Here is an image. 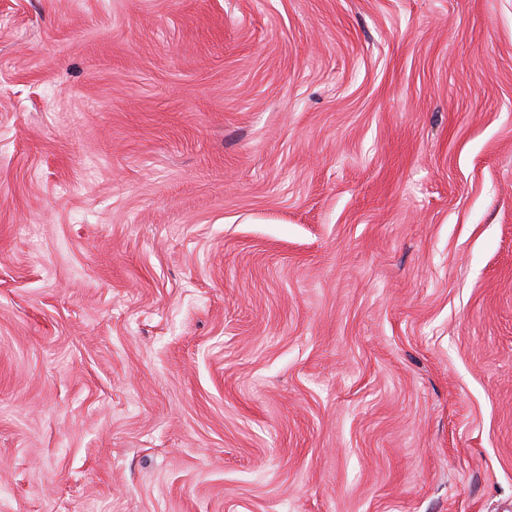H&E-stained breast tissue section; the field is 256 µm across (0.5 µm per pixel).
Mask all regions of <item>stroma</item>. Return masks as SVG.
<instances>
[{
	"label": "stroma",
	"instance_id": "35a3bbf8",
	"mask_svg": "<svg viewBox=\"0 0 512 512\" xmlns=\"http://www.w3.org/2000/svg\"><path fill=\"white\" fill-rule=\"evenodd\" d=\"M0 512H512V0H0Z\"/></svg>",
	"mask_w": 512,
	"mask_h": 512
}]
</instances>
